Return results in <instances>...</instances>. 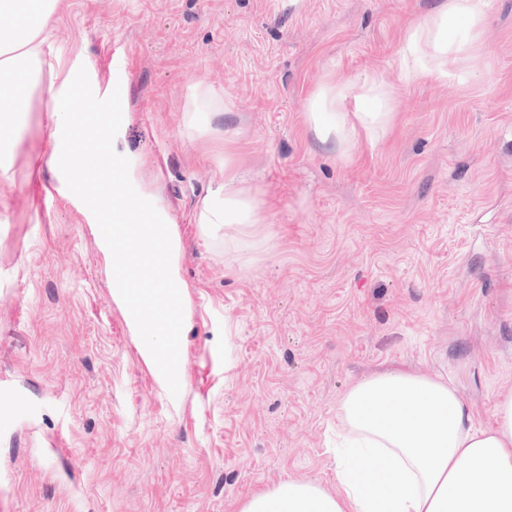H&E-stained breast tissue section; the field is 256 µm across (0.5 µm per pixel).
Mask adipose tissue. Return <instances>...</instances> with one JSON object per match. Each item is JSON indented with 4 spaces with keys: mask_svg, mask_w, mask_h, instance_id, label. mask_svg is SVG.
Instances as JSON below:
<instances>
[{
    "mask_svg": "<svg viewBox=\"0 0 512 512\" xmlns=\"http://www.w3.org/2000/svg\"><path fill=\"white\" fill-rule=\"evenodd\" d=\"M60 0H0V14L19 18L0 28V139L27 111L40 54ZM491 0H440L402 36L407 77L473 80L483 73V36ZM390 87L375 75L321 82L306 121L321 143L349 156L360 138L378 140L392 123ZM195 221L220 224L225 241L250 236L269 215L257 189L232 167L201 201ZM495 422L477 426L456 389L407 373L371 376L339 402L337 491L286 480L243 503L240 512H512V392L494 407ZM382 468H375L376 460Z\"/></svg>",
    "mask_w": 512,
    "mask_h": 512,
    "instance_id": "ef3b65f1",
    "label": "adipose tissue"
}]
</instances>
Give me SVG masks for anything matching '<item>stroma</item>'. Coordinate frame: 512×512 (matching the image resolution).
Here are the masks:
<instances>
[{
  "instance_id": "stroma-1",
  "label": "stroma",
  "mask_w": 512,
  "mask_h": 512,
  "mask_svg": "<svg viewBox=\"0 0 512 512\" xmlns=\"http://www.w3.org/2000/svg\"><path fill=\"white\" fill-rule=\"evenodd\" d=\"M438 2L62 0L0 147V380L26 402L0 423V512H238L288 479L335 488L338 404L381 372L442 378L492 424L512 391V0H494L484 79L405 78L402 34ZM81 68L96 97L119 92L116 148L174 221L175 395L83 210L63 189L41 203L47 104ZM364 74L394 117L343 158L308 99ZM202 87L221 115L193 135ZM228 159L269 205L248 243L194 221Z\"/></svg>"
}]
</instances>
